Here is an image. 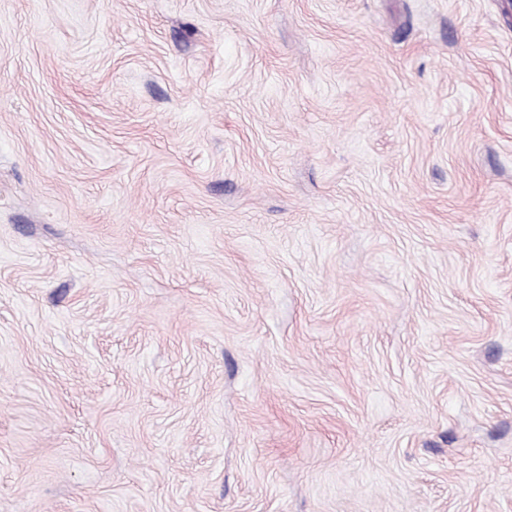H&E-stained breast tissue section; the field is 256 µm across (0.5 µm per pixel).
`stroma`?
<instances>
[{"label": "stroma", "mask_w": 512, "mask_h": 512, "mask_svg": "<svg viewBox=\"0 0 512 512\" xmlns=\"http://www.w3.org/2000/svg\"><path fill=\"white\" fill-rule=\"evenodd\" d=\"M0 512H512V0H0Z\"/></svg>", "instance_id": "35a3bbf8"}]
</instances>
